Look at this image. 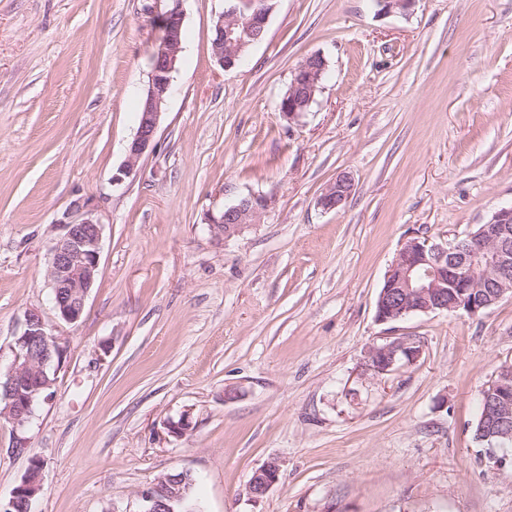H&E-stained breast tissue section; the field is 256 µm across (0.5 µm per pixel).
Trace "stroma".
I'll use <instances>...</instances> for the list:
<instances>
[{"instance_id": "stroma-1", "label": "stroma", "mask_w": 512, "mask_h": 512, "mask_svg": "<svg viewBox=\"0 0 512 512\" xmlns=\"http://www.w3.org/2000/svg\"><path fill=\"white\" fill-rule=\"evenodd\" d=\"M233 3L183 0L157 147L116 185L161 36L147 0H0V370L28 311L65 344L27 446L0 421V502L36 458L31 512H139L181 471L200 512H512V447L497 464L474 438L481 391L512 361V295L376 319L405 240L452 245L512 203V0H274L225 70L211 41ZM313 53L321 89L286 121ZM342 175L351 195L324 210ZM251 193L273 200L260 223L209 231ZM76 201L103 234L68 325L46 273ZM398 336L417 361L365 372L366 349ZM269 460L280 480L252 500ZM325 71L326 61L320 54L309 55L301 61L286 91L288 97H284L280 104L281 114L286 120L290 122L298 120L309 110L315 100V93L318 92L316 84ZM322 79L318 88H320ZM280 464L275 461H267L257 468L248 483V494L253 500L265 496L279 482Z\"/></svg>"}]
</instances>
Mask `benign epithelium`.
<instances>
[{"label": "benign epithelium", "mask_w": 512, "mask_h": 512, "mask_svg": "<svg viewBox=\"0 0 512 512\" xmlns=\"http://www.w3.org/2000/svg\"><path fill=\"white\" fill-rule=\"evenodd\" d=\"M182 0H151L148 13L163 26V35L152 56L148 89L142 100V112L136 133L126 150L122 167L112 177L115 184L137 171L141 159L156 146L162 106L171 90L175 64L182 51L180 32L184 13ZM244 0L218 15L215 26L220 38L212 44V55L228 70L240 59L247 46L245 37H255L256 24L241 10ZM326 71L320 54L305 57L298 65L288 87V96L280 104L282 116L292 122L299 119L315 100L316 84ZM353 189L351 179L343 175L322 194L319 204L326 210L342 205ZM272 200L263 194H249L208 218L210 232L230 240L241 236L258 223ZM56 236L49 252L47 281L53 308L59 321L75 324L84 312L86 299L98 272L102 241V223L85 203L74 202L64 219L53 224ZM480 250L465 242L444 247L419 238L407 240L393 261L387 276L399 275L391 288H384L376 302V319L391 323L417 312H458L475 315L512 293V203L499 208L491 219L472 235ZM13 360L4 374V392L0 393V417L8 418L15 432V447L24 448L22 431L35 415L42 400L57 380L63 356L61 338L49 329L37 311L25 316V328L12 346ZM367 370L376 374L392 372L397 365L412 363L421 355V346L411 336L396 337L366 352ZM481 428L487 437L512 436V363H506L481 393ZM280 464L267 461L257 468L248 483L253 500L265 496L279 483ZM43 477L31 481L23 477L15 488L7 508L0 512H28L30 501L42 490ZM186 480L166 474L143 491L140 512H190Z\"/></svg>", "instance_id": "1"}]
</instances>
